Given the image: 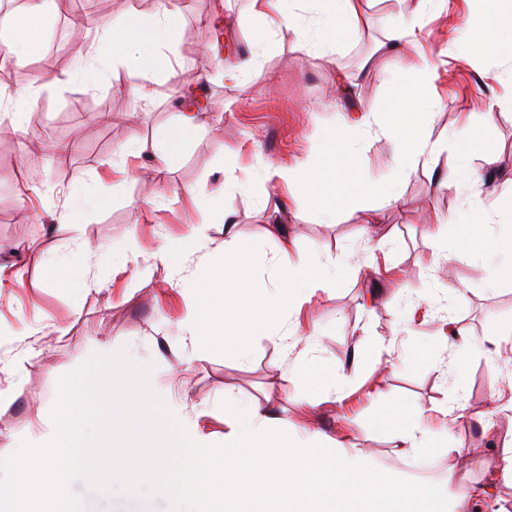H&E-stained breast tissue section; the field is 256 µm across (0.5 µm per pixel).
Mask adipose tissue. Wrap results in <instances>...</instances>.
<instances>
[{
    "label": "adipose tissue",
    "instance_id": "ef3b65f1",
    "mask_svg": "<svg viewBox=\"0 0 512 512\" xmlns=\"http://www.w3.org/2000/svg\"><path fill=\"white\" fill-rule=\"evenodd\" d=\"M363 0H318L329 25L332 38H355L364 24ZM474 17L453 28V42L459 51L475 58L512 59V0H477ZM55 0H26L20 13L0 18V30L8 31L10 40L0 61L36 54L42 44L46 19ZM181 10V0H157V12L148 28H103L99 43L112 47V64L124 65L119 46L131 35H139L141 53L136 59L143 70H151L170 48L173 25ZM436 67L423 60L413 77L396 85L393 98L383 109L378 122L390 135L394 148V168L390 179L373 182L363 171L359 153L352 148L347 134L334 136L329 148L315 157L292 165L269 164L254 171L261 183L280 186V194L265 197L263 205L270 213L264 236L276 240L275 262L286 284L280 288H261L250 265L259 242L238 236L232 218H225L224 250L235 259L233 270L224 276V300L215 315L191 322L192 339L223 334L225 340L240 341L266 331H277L284 353H292L301 341V315L306 304L321 291L335 288L343 267L333 261H316L298 251L294 238L280 222L288 208H316L324 217L335 219L355 201L380 197L387 204L397 202V187L419 165L438 155L443 145L431 136L433 121L432 82ZM496 102H489L479 123H466L453 132V149L457 164L449 166L442 181L445 188L456 187L461 177L478 182L482 173L461 172L459 162L470 156H492L485 149L477 125L494 121ZM203 124V115L190 103H183L171 123L157 131L150 144H131L127 155H149L156 166L170 164L190 134ZM504 202L501 194L491 196L489 205L468 206L463 219L456 222L455 248L443 251L446 227L431 225L428 245L433 254L446 261L496 255L502 263L497 272L501 281H512V225L492 227V217ZM203 229H195L178 238L167 239L159 259L165 265L172 285L181 282V261L187 253L204 247ZM134 363L112 365L106 381L112 387V424L129 425L137 414L135 405L160 406L164 394L144 391L132 381ZM302 400L314 404L326 388L335 389L338 400L351 393V381L344 369L302 358L289 369ZM56 412L49 422L48 433L28 439L20 466H7L0 476V512H70L69 474L73 468L88 467L89 475L101 495H112L116 486L135 488L139 483H163L169 472L182 473L188 493L205 503L227 498L231 503L260 502L262 512H456L457 503L448 496V486L438 482L393 480L355 447L343 434L324 443L310 433L299 440L285 437L288 421L269 410L250 406L230 412L224 419V468L205 475L203 459L189 460L183 442H175L165 456L133 455L121 448L113 449L112 461L103 466H89L86 456L70 446L79 427L74 419V398L59 393ZM425 409L405 405L382 408L375 417L381 432L398 439L407 453L438 447L439 442L426 427ZM248 462L251 479L239 475L241 462Z\"/></svg>",
    "mask_w": 512,
    "mask_h": 512
}]
</instances>
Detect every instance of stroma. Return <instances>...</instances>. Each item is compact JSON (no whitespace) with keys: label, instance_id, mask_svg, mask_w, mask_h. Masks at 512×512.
<instances>
[{"label":"stroma","instance_id":"35a3bbf8","mask_svg":"<svg viewBox=\"0 0 512 512\" xmlns=\"http://www.w3.org/2000/svg\"><path fill=\"white\" fill-rule=\"evenodd\" d=\"M111 3L104 10L99 0L72 6L57 0L40 51L0 69L9 93L30 97L20 130L0 126V391L13 397L0 410V434L23 436L38 418L52 415L55 396L66 388L86 426L79 445L107 464L112 450L101 431L112 389L104 370L135 356L145 383L170 394L197 421L205 451L218 465L224 461V402L230 395L242 407L258 403L284 412L292 439L307 425L328 439L349 429L356 447L379 469L406 480L447 482L452 498L496 473L504 445L512 443V410L506 407L512 400V335L501 333L503 322L512 320V283L497 282L499 258L450 264L433 260L427 244L429 225L459 218L475 196L512 185V61L467 58L454 46L449 28L468 15L469 0H365L367 31L338 42L326 38L314 0H297L294 7L298 29L307 33L303 42L286 24L266 27L250 14L248 0H195L194 9L181 11L174 23L173 68L145 74L106 67L78 74L69 60L98 49L100 24L131 18L144 25L156 12L155 0ZM410 17L417 20V38L437 56L434 138H445L463 113L481 114L497 101L493 125L482 130L496 161L488 166L472 159V167L485 173L482 186L447 189L440 182L454 157L446 149L399 184L396 206L367 198L332 223L313 207L285 214L299 250L336 260L353 254L363 266L335 290L318 293L306 309L318 336L314 356L345 368L360 386L344 404L323 392L310 419L295 404L296 386L283 372L289 361L279 337L229 345L220 338L190 340L181 322L195 305L168 286L158 254L165 238L203 225L206 247L184 259L182 275L186 287L209 284V303L218 307L222 288L215 276L226 265L225 214H232L246 239L263 238L267 222L262 198L270 187L247 183L246 167L294 164L321 151L326 134L352 125L360 113L379 115L393 79L408 76L416 59L378 43L389 24ZM77 23L88 27L89 36L74 42L71 28ZM214 25L223 26V43L213 40ZM263 29L268 36L261 42L257 34ZM244 58L251 64L239 83L226 82L225 67ZM50 74L56 86H46ZM141 87L152 90L153 100L138 95ZM191 93L203 95L209 107L170 167L155 174L140 158L131 160L130 174H122L121 145L150 143ZM351 135L364 150L367 175L387 178L393 168L388 136L376 126L353 127ZM26 173L39 182V196L24 192ZM85 183L97 186L101 206L62 222ZM151 186L160 192L157 199L147 196ZM219 189L222 208L194 207L192 194ZM385 234L395 236V243L376 250ZM83 243L95 248V260L82 259ZM30 253L44 256V263L26 262ZM384 264L407 271L406 283L378 273ZM448 318L473 341L459 381L439 336ZM363 333L372 345H360ZM418 344L439 351L427 362H409ZM22 350L29 356L20 373L11 374L6 366ZM395 402L430 410L428 428L445 437L450 450L432 454L431 467L413 470L399 441L375 429L378 408ZM458 404L466 416L455 421L447 410ZM487 420L494 425L490 436L482 430ZM460 443L480 449V463L459 467L454 448ZM69 484L78 512L202 508L195 496L163 495L147 486L104 497L79 468L71 471Z\"/></svg>","mask_w":512,"mask_h":512}]
</instances>
